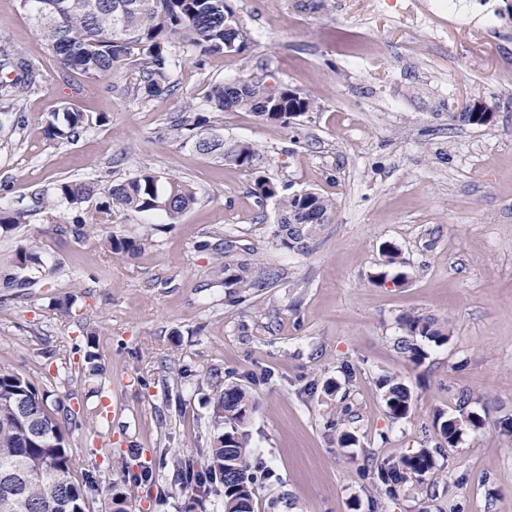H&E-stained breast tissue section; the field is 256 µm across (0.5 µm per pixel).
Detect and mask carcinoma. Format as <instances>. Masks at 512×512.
Wrapping results in <instances>:
<instances>
[{
	"mask_svg": "<svg viewBox=\"0 0 512 512\" xmlns=\"http://www.w3.org/2000/svg\"><path fill=\"white\" fill-rule=\"evenodd\" d=\"M33 25L52 47L64 68L79 72L87 82L133 64L139 87L146 98L171 91L169 73L185 57L211 53H239V28L227 0H19ZM139 50L131 59V49ZM0 65L15 72L0 81V99H20L35 89L42 74L18 49L0 52ZM207 105L220 112L247 111L266 122L288 123L311 112L315 100L301 93L288 97V89L264 90L245 82L215 86L206 95ZM87 115L63 105L51 112L46 135L58 141H72L88 126ZM204 155H218L224 161L250 170L253 149L246 143L231 145L219 141L197 148ZM98 194L91 180L66 181L57 185L55 196L78 209ZM253 195L276 199L278 205L275 237L290 251L306 253L318 225H302L303 211L329 222L333 202L313 189L306 195H282L277 186L257 177ZM109 201L96 206L88 220L74 221L80 236L85 227L100 228L112 223V210L161 211L175 220L196 200L195 192L176 177L162 178L141 171L108 189ZM111 253H133L140 244L110 232L103 239ZM241 252L231 241L224 242V287L253 290L273 284L274 273L239 259ZM40 264L35 246L20 248L13 266L20 272ZM406 337L400 349L419 363L424 358L417 337L435 342L448 339V330L425 318L405 321ZM385 405L395 419L410 409L408 388L392 379L381 381ZM254 410L248 390L235 382L224 385L215 402V414L222 432L214 437L209 464L200 479L224 480V512H255V476L240 428ZM65 422L47 408L46 398L26 378L0 367V512H86L92 486L80 487L73 480L74 459L64 434ZM433 467L427 450L404 456L390 467V477L399 481L420 478Z\"/></svg>",
	"mask_w": 512,
	"mask_h": 512,
	"instance_id": "carcinoma-1",
	"label": "carcinoma"
}]
</instances>
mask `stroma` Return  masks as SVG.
Wrapping results in <instances>:
<instances>
[{"label": "stroma", "instance_id": "1", "mask_svg": "<svg viewBox=\"0 0 512 512\" xmlns=\"http://www.w3.org/2000/svg\"><path fill=\"white\" fill-rule=\"evenodd\" d=\"M432 2L227 0L245 50L180 63L172 92L146 99L125 71L93 84L62 71L19 0H0V39L44 77L0 100V209L24 214L0 230V265L28 244L42 258L34 286L0 288V366L77 414L66 438L76 483H95L88 512H110L119 489L130 512H224L223 485L196 490L184 469L208 464L228 380L256 405L257 512H512V0H456L435 28ZM239 80L316 109L286 126L207 109L213 85ZM63 103L90 122L70 142L45 134ZM475 103L490 122L449 120ZM190 106L200 134L250 144L253 169L186 143L175 124ZM146 169L196 201L174 221L115 211L112 230L142 244L131 254L74 235L66 205L34 202L87 179L104 202ZM259 176L334 202L308 254L280 246ZM228 239L278 274L240 304L216 274ZM387 244L398 267L382 266ZM71 294L66 315L54 302ZM408 316L450 330L420 339L419 364L396 346ZM386 377L411 392L405 418L387 411ZM462 413L479 423L447 444L437 421ZM423 449L435 465L422 482L381 480L379 467Z\"/></svg>", "mask_w": 512, "mask_h": 512}]
</instances>
